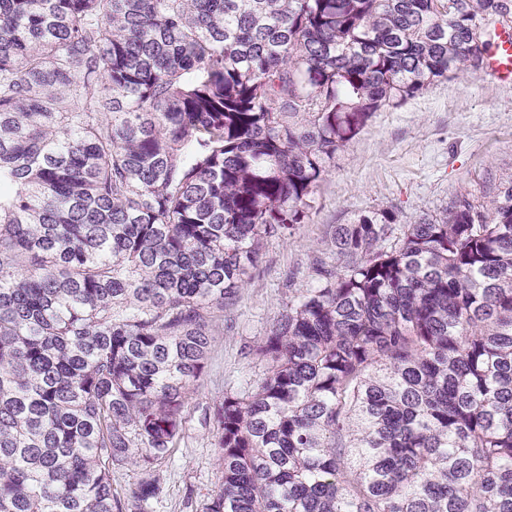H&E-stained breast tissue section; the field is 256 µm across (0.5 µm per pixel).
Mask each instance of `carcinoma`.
Returning <instances> with one entry per match:
<instances>
[{"mask_svg": "<svg viewBox=\"0 0 512 512\" xmlns=\"http://www.w3.org/2000/svg\"><path fill=\"white\" fill-rule=\"evenodd\" d=\"M501 12L0 0V512L161 499L214 310L374 113L483 68ZM396 221L336 225L263 378L205 412L203 512H512V183Z\"/></svg>", "mask_w": 512, "mask_h": 512, "instance_id": "obj_1", "label": "carcinoma"}]
</instances>
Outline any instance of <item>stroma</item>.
<instances>
[{
    "instance_id": "1",
    "label": "stroma",
    "mask_w": 512,
    "mask_h": 512,
    "mask_svg": "<svg viewBox=\"0 0 512 512\" xmlns=\"http://www.w3.org/2000/svg\"><path fill=\"white\" fill-rule=\"evenodd\" d=\"M511 179L512 84L464 73L375 113L337 150L293 239H265L239 295L215 312L207 368L190 395L183 437L159 470L167 494L151 512H202L217 490L222 472L204 411L262 377L263 363L245 349L269 334L290 300L315 286V260L335 262L336 225L382 209L394 211L398 224H412L460 194L478 198Z\"/></svg>"
}]
</instances>
